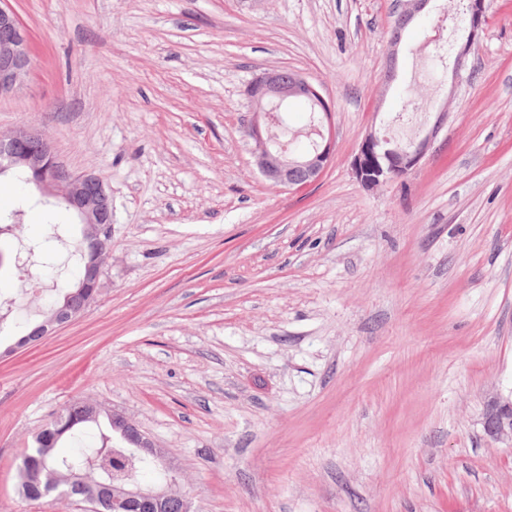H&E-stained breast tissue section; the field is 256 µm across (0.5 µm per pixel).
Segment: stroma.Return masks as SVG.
I'll list each match as a JSON object with an SVG mask.
<instances>
[{"instance_id":"stroma-1","label":"stroma","mask_w":512,"mask_h":512,"mask_svg":"<svg viewBox=\"0 0 512 512\" xmlns=\"http://www.w3.org/2000/svg\"><path fill=\"white\" fill-rule=\"evenodd\" d=\"M30 35L0 134L43 133L112 195L100 292L35 345L16 340L79 274L77 217L17 173L0 206V512L18 458L65 404L124 414L167 453L195 512H512V0L459 83H418L410 26L384 84L393 0H0ZM288 67L332 106L329 166L270 185L246 134L251 78ZM425 99L428 109L404 106ZM448 124L375 189L352 160L374 130ZM483 432L495 443L512 446V399L494 397L485 406Z\"/></svg>"}]
</instances>
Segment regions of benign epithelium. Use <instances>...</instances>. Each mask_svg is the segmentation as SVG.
Wrapping results in <instances>:
<instances>
[{"label": "benign epithelium", "mask_w": 512, "mask_h": 512, "mask_svg": "<svg viewBox=\"0 0 512 512\" xmlns=\"http://www.w3.org/2000/svg\"><path fill=\"white\" fill-rule=\"evenodd\" d=\"M432 0H397L398 21L388 44L385 83L395 76L403 30L427 13ZM468 25L465 39L457 45L451 74L452 82L462 77L466 58L485 29V0H468ZM31 64L29 35L18 17L0 7V97L14 92L23 82ZM248 98L254 108V119L248 136L260 173L273 186L288 189L317 181L328 167L332 156L331 105L320 86L303 73L288 68L270 69L256 75L248 87ZM305 100L321 111L320 141L308 154L294 155L288 149L272 146L270 104H286ZM443 111L425 136L408 147L391 143L368 132L352 162L356 178L368 188H376L401 178L412 171L425 156L428 147L447 121ZM10 169L27 174V182L49 196L62 201L82 224L80 241L86 257L83 274L70 292L57 302L45 321L32 331L48 335L56 326L71 321L95 298L111 252L112 197L104 183L94 174L75 175L57 160L51 143L36 131L18 130L0 135V172ZM483 432L495 443L512 446V400L494 397L485 406ZM112 430L121 437H131L139 452L150 454L153 443L120 413H112ZM112 508L122 512L146 499L151 512H165L170 497V484L162 483L147 491L137 484L120 482L107 486Z\"/></svg>", "instance_id": "1"}]
</instances>
